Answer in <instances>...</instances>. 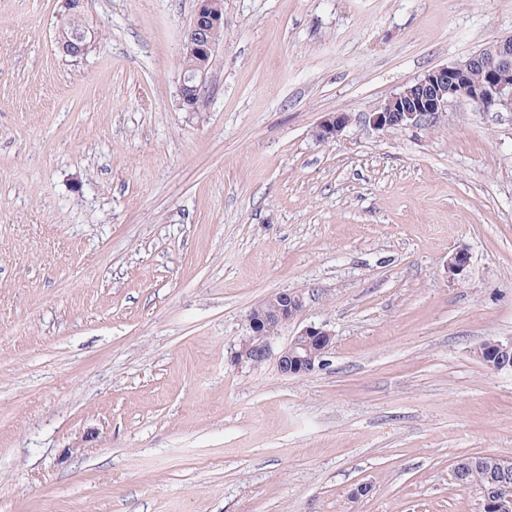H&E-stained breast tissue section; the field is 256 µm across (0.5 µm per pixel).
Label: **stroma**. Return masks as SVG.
<instances>
[{
	"mask_svg": "<svg viewBox=\"0 0 512 512\" xmlns=\"http://www.w3.org/2000/svg\"><path fill=\"white\" fill-rule=\"evenodd\" d=\"M195 6L89 0L75 60L58 0H0V512H482L449 473L512 457L474 354L512 338V112L371 117L512 0H224L187 112ZM281 291L278 344L334 334L301 379L230 361ZM57 44L63 53L71 57H84L92 48L94 35L88 37L85 29L73 26L69 35L62 33V36L56 35ZM207 75V69L202 70L199 79L197 80L196 75L191 73L187 78L182 77V81L179 87V96L182 102L186 104L197 105L201 92L204 88L205 78ZM189 83V84H187ZM347 124V118L343 113H329L316 126L314 137L319 142L334 139Z\"/></svg>",
	"mask_w": 512,
	"mask_h": 512,
	"instance_id": "1",
	"label": "stroma"
}]
</instances>
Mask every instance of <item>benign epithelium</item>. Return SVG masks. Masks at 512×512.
<instances>
[{"label": "benign epithelium", "mask_w": 512, "mask_h": 512, "mask_svg": "<svg viewBox=\"0 0 512 512\" xmlns=\"http://www.w3.org/2000/svg\"><path fill=\"white\" fill-rule=\"evenodd\" d=\"M85 0H61L62 15L73 21L82 16ZM224 31V13L215 0H198L196 15L186 29L181 50L191 54L217 53ZM63 53L85 56L94 43L85 29L74 26L69 34L56 37ZM207 71L182 78L179 96L186 104L197 105L204 88ZM466 99L482 112L505 109L512 112V35L496 42L483 54L465 61L427 71L399 93L389 97L372 115L380 129H407L433 120L454 100ZM347 124L342 113L327 114L316 126L319 142L335 138ZM469 264L468 255L458 251L448 258L447 271L460 275ZM303 308V297L283 291L266 298L262 306L253 307L248 316L249 335L231 355V362L256 366L274 360L279 371L290 377H305L323 364L333 347L334 335L325 325H307L275 351L272 340L282 327L293 321ZM491 346L499 356L498 368L512 366V338L496 339ZM484 457L494 460L497 480L495 497L489 502L491 512H512V459L495 453Z\"/></svg>", "instance_id": "7a95c632"}]
</instances>
